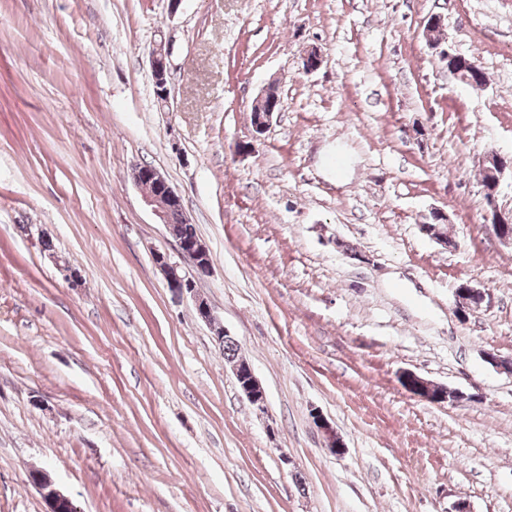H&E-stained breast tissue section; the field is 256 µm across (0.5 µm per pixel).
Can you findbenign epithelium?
Here are the masks:
<instances>
[{
    "label": "benign epithelium",
    "instance_id": "7a95c632",
    "mask_svg": "<svg viewBox=\"0 0 512 512\" xmlns=\"http://www.w3.org/2000/svg\"><path fill=\"white\" fill-rule=\"evenodd\" d=\"M168 57L169 49L160 45L151 51L150 66L154 85V92L159 107L165 108L170 103V88L168 85ZM270 95V87H264L253 102L255 112L251 113V125L255 132L262 133L270 125L275 108L266 104ZM482 165L487 180L482 184L483 192L490 194V208L485 211V223L492 226L495 234L505 245L512 246V207H506L499 203L501 182L506 170H512V158L508 159L497 152H486L482 157ZM134 184L142 189L144 185L153 187V191L143 193V199L151 208L160 223H168L169 211L181 206V198L175 189L169 184L163 174L153 166L136 164L131 172ZM182 256L189 260L192 271L188 272L182 266L171 261L167 254L157 251L154 253V262L162 271L168 287L172 292L182 297L186 294L192 296L195 310L200 319L207 323L216 321V316L211 305L201 298L195 291L194 277L207 275L213 265L212 257L207 247L199 238L178 237ZM474 293L479 294L481 290L469 282L462 283L455 290L457 311L461 318H466L468 305L466 296ZM234 376L241 393L249 403L259 412L266 410V395L259 380L255 376L249 363H238L232 366ZM418 386L413 388V394L433 403L448 401V392L432 393L435 384L414 374ZM315 423L320 427L327 437L328 447L332 452L340 454L343 452V443L336 436V432L323 417L315 416ZM31 483L40 491L48 505L47 512H59V506L67 505L68 512H77L73 501L59 491L47 472L41 470L30 477Z\"/></svg>",
    "mask_w": 512,
    "mask_h": 512
}]
</instances>
